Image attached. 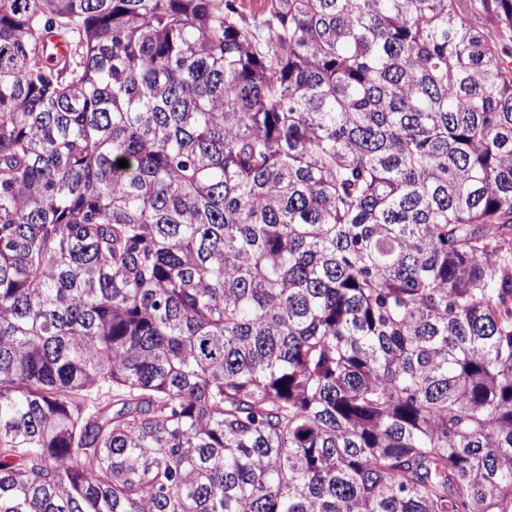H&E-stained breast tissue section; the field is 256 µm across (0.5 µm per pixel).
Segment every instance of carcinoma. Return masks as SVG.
I'll return each instance as SVG.
<instances>
[{
	"label": "carcinoma",
	"instance_id": "cac0c4a2",
	"mask_svg": "<svg viewBox=\"0 0 512 512\" xmlns=\"http://www.w3.org/2000/svg\"><path fill=\"white\" fill-rule=\"evenodd\" d=\"M0 512H512V0H0Z\"/></svg>",
	"mask_w": 512,
	"mask_h": 512
}]
</instances>
